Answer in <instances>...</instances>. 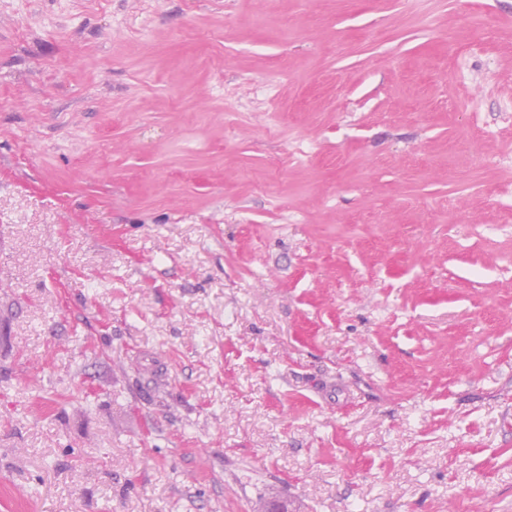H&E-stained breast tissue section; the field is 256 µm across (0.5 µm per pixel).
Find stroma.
<instances>
[{"label": "stroma", "mask_w": 512, "mask_h": 512, "mask_svg": "<svg viewBox=\"0 0 512 512\" xmlns=\"http://www.w3.org/2000/svg\"><path fill=\"white\" fill-rule=\"evenodd\" d=\"M0 512H512V0H0Z\"/></svg>", "instance_id": "35a3bbf8"}]
</instances>
